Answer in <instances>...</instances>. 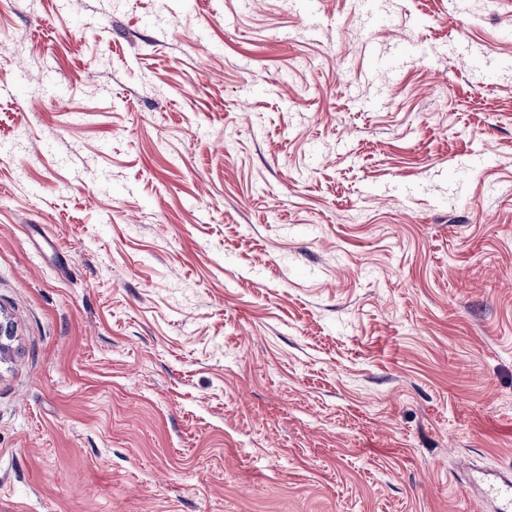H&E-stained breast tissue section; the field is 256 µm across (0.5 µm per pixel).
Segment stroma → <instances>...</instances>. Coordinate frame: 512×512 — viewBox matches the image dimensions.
<instances>
[{
  "label": "stroma",
  "mask_w": 512,
  "mask_h": 512,
  "mask_svg": "<svg viewBox=\"0 0 512 512\" xmlns=\"http://www.w3.org/2000/svg\"><path fill=\"white\" fill-rule=\"evenodd\" d=\"M0 0V512H486L512 475V0Z\"/></svg>",
  "instance_id": "35a3bbf8"
}]
</instances>
